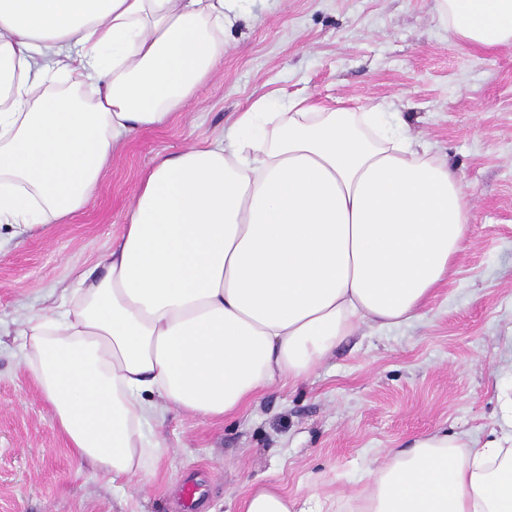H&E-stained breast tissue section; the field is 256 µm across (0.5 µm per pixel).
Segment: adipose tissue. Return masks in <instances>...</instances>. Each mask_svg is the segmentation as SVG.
<instances>
[{"mask_svg": "<svg viewBox=\"0 0 512 512\" xmlns=\"http://www.w3.org/2000/svg\"><path fill=\"white\" fill-rule=\"evenodd\" d=\"M239 0H0V224L83 210L113 153L160 127L222 62ZM478 51L512 47V0H434ZM254 100L223 138L160 158L106 273L18 334L72 457L111 482L162 456L165 404L204 419L305 380L363 324L421 316L464 249L470 200L387 104ZM234 512H298L258 485ZM354 512H512V434L435 430L370 469Z\"/></svg>", "mask_w": 512, "mask_h": 512, "instance_id": "adipose-tissue-1", "label": "adipose tissue"}]
</instances>
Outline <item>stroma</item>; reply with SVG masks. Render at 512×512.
Wrapping results in <instances>:
<instances>
[{
	"mask_svg": "<svg viewBox=\"0 0 512 512\" xmlns=\"http://www.w3.org/2000/svg\"><path fill=\"white\" fill-rule=\"evenodd\" d=\"M305 95L359 111L387 102L447 159L471 201L467 245L417 321L360 326L305 381L201 419L166 409L144 429L166 449L146 481L112 484L74 460L16 332L99 269L161 156L222 137L256 97ZM512 49L477 52L433 0H242L224 60L183 113L113 155L82 214L46 233L0 228V512H229L273 484L305 512H349L368 468L436 429L486 438L512 428ZM203 508L184 505L187 480Z\"/></svg>",
	"mask_w": 512,
	"mask_h": 512,
	"instance_id": "1",
	"label": "stroma"
}]
</instances>
